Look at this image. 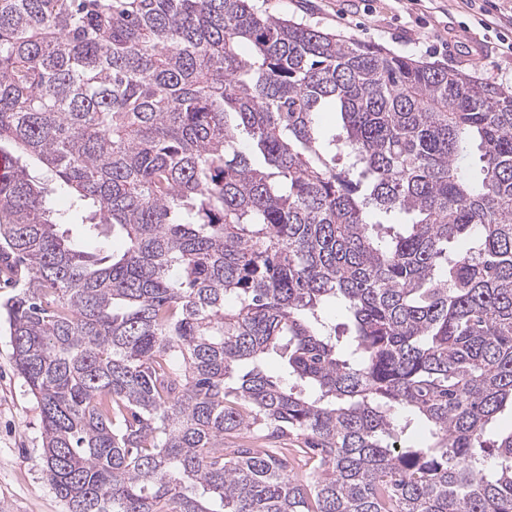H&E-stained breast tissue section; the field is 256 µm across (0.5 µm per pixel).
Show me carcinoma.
Masks as SVG:
<instances>
[{"mask_svg": "<svg viewBox=\"0 0 512 512\" xmlns=\"http://www.w3.org/2000/svg\"><path fill=\"white\" fill-rule=\"evenodd\" d=\"M0 157L68 512H512V89L252 0H0ZM54 210L61 216V219L65 224L64 227L70 229V235L72 238L79 240L85 247L89 249L102 250L106 253H114L120 255L125 250L124 238L119 234L112 233L107 236H99L97 239L86 240L83 236L82 227L70 223L76 222L75 214L70 208V202L66 196L56 194L54 196Z\"/></svg>", "mask_w": 512, "mask_h": 512, "instance_id": "1", "label": "carcinoma"}]
</instances>
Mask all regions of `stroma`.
<instances>
[{
  "label": "stroma",
  "instance_id": "1",
  "mask_svg": "<svg viewBox=\"0 0 512 512\" xmlns=\"http://www.w3.org/2000/svg\"><path fill=\"white\" fill-rule=\"evenodd\" d=\"M278 17H293L322 30L416 59L441 62L512 86V57L502 54L495 32L472 18L469 0H257ZM452 32L456 52L440 46ZM40 408L14 369L12 346L0 322V512H65L42 464Z\"/></svg>",
  "mask_w": 512,
  "mask_h": 512
}]
</instances>
